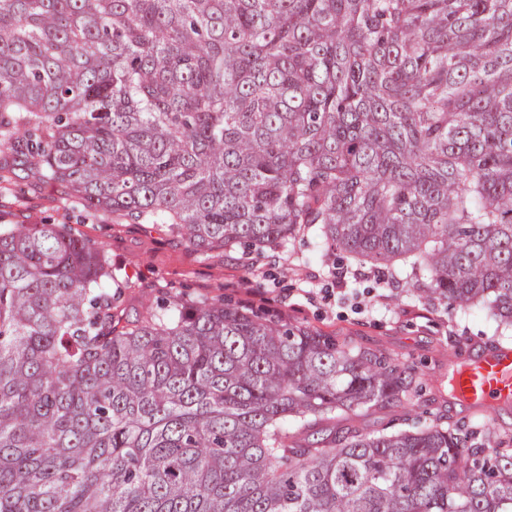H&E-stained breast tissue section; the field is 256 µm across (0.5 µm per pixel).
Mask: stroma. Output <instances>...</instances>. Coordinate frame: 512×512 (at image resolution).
<instances>
[{"label": "stroma", "instance_id": "stroma-1", "mask_svg": "<svg viewBox=\"0 0 512 512\" xmlns=\"http://www.w3.org/2000/svg\"><path fill=\"white\" fill-rule=\"evenodd\" d=\"M0 224H60L102 248L112 272L128 280L120 304L127 318L162 294L196 302L225 298L253 309L288 317L353 345L381 352L416 369L424 386L412 401L320 421L315 432L354 427L374 432L405 419L441 417L451 424L478 425L490 432L512 428V403L479 411L455 400L448 372L461 345L481 351L512 347V332H497L479 310L436 311L416 302L406 283L383 285L371 272L322 258V245L300 236L288 248L261 253H203L171 236L161 223L148 224L116 213L94 212L45 172L0 140ZM254 283L247 296L240 279Z\"/></svg>", "mask_w": 512, "mask_h": 512}]
</instances>
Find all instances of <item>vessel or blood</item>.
Segmentation results:
<instances>
[{
  "mask_svg": "<svg viewBox=\"0 0 512 512\" xmlns=\"http://www.w3.org/2000/svg\"><path fill=\"white\" fill-rule=\"evenodd\" d=\"M449 386L456 399L479 410L512 401V349H490L460 362Z\"/></svg>",
  "mask_w": 512,
  "mask_h": 512,
  "instance_id": "obj_1",
  "label": "vessel or blood"
}]
</instances>
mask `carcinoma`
Listing matches in <instances>:
<instances>
[{
  "label": "carcinoma",
  "instance_id": "1",
  "mask_svg": "<svg viewBox=\"0 0 512 512\" xmlns=\"http://www.w3.org/2000/svg\"><path fill=\"white\" fill-rule=\"evenodd\" d=\"M0 127L209 253L390 270L512 330V0H0ZM104 250L0 226V512H512V435L298 429L416 371L245 306L123 320Z\"/></svg>",
  "mask_w": 512,
  "mask_h": 512
}]
</instances>
